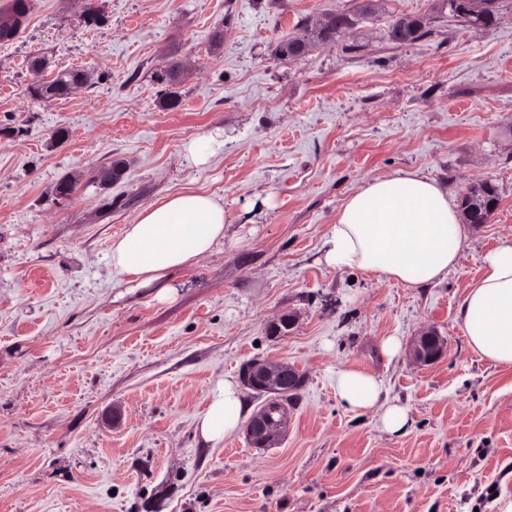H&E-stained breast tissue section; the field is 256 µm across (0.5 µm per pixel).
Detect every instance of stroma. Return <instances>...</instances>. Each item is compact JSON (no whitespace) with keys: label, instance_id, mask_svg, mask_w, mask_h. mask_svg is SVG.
Segmentation results:
<instances>
[{"label":"stroma","instance_id":"stroma-1","mask_svg":"<svg viewBox=\"0 0 512 512\" xmlns=\"http://www.w3.org/2000/svg\"><path fill=\"white\" fill-rule=\"evenodd\" d=\"M36 2L0 42V512H503L512 366L469 349L457 309L482 256L512 239V0L489 28L437 0H374L367 13L363 0ZM337 9L357 13L351 29L276 56L301 22ZM401 16L423 19L425 36L390 42ZM171 55L187 69L174 86L155 78ZM73 69L85 85L31 97V83ZM172 91L178 106L162 108ZM216 133L223 151L188 164L184 143ZM117 159L122 177L98 185ZM399 171L457 203L471 183L497 188L447 278L407 288L318 264L345 197ZM68 176L76 189L56 196ZM185 191L223 198L226 242L173 272L161 301L113 276L109 247ZM283 313L295 327L270 337ZM428 328L447 351L421 366L410 345ZM387 336L401 341L392 357ZM255 358L304 376L286 437L204 441L210 391ZM345 366L408 407L405 435L340 401Z\"/></svg>","mask_w":512,"mask_h":512}]
</instances>
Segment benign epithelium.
Returning a JSON list of instances; mask_svg holds the SVG:
<instances>
[{"mask_svg":"<svg viewBox=\"0 0 512 512\" xmlns=\"http://www.w3.org/2000/svg\"><path fill=\"white\" fill-rule=\"evenodd\" d=\"M295 317L284 314L268 325L275 338L291 329ZM447 350V339L427 329L414 340L412 355L420 365L439 360ZM246 387L266 397L265 404L247 421L246 435L254 448H273L288 429V405L282 396L288 391H297L303 385V375L292 364L285 361L253 360L243 372Z\"/></svg>","mask_w":512,"mask_h":512,"instance_id":"benign-epithelium-1","label":"benign epithelium"}]
</instances>
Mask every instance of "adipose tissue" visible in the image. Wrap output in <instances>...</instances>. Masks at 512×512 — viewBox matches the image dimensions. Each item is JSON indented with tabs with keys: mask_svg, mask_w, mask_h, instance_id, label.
Instances as JSON below:
<instances>
[{
	"mask_svg": "<svg viewBox=\"0 0 512 512\" xmlns=\"http://www.w3.org/2000/svg\"><path fill=\"white\" fill-rule=\"evenodd\" d=\"M467 236L447 191L433 178L400 172L371 178L344 200L325 234L319 261L333 270L363 272L379 281L422 288L443 281ZM224 242V201L202 192L167 196L127 225L109 250L112 273L139 288L162 283ZM470 350L482 359L512 365V240L482 260V274L457 310ZM336 394L354 411H373L382 428L404 434L407 408L383 398L380 380L359 368L337 371ZM245 416L242 391L228 376L210 392L197 421L201 436L218 443Z\"/></svg>",
	"mask_w": 512,
	"mask_h": 512,
	"instance_id": "1",
	"label": "adipose tissue"
}]
</instances>
